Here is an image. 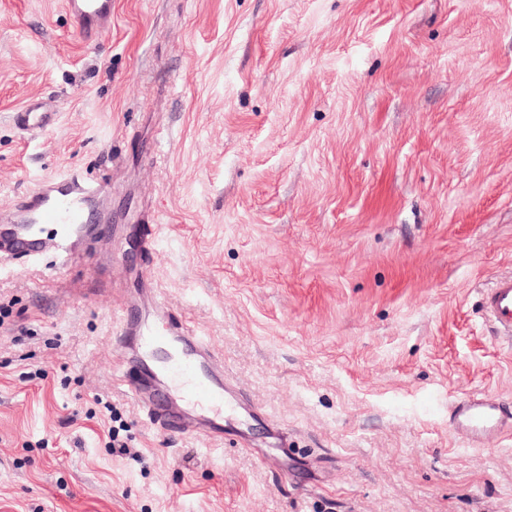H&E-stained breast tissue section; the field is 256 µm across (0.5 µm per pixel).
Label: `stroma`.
Returning <instances> with one entry per match:
<instances>
[{
	"label": "stroma",
	"instance_id": "35a3bbf8",
	"mask_svg": "<svg viewBox=\"0 0 512 512\" xmlns=\"http://www.w3.org/2000/svg\"><path fill=\"white\" fill-rule=\"evenodd\" d=\"M77 167L117 186L101 273L0 260V512H512V434L449 427L512 408V0H113L93 44L0 0V210ZM146 268L245 406L223 445L115 380ZM57 115L43 104L31 103L25 110L14 112L12 120L18 130L35 136L49 130L55 124ZM496 326L506 332L508 340L512 338V277L499 279L484 302ZM449 419L454 431L463 432L477 444H482L486 438L500 434L506 426L509 431L512 430L510 412L479 396L458 400L452 408ZM508 420H511V423Z\"/></svg>",
	"mask_w": 512,
	"mask_h": 512
}]
</instances>
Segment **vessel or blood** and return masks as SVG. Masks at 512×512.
Wrapping results in <instances>:
<instances>
[{
  "instance_id": "vessel-or-blood-1",
  "label": "vessel or blood",
  "mask_w": 512,
  "mask_h": 512,
  "mask_svg": "<svg viewBox=\"0 0 512 512\" xmlns=\"http://www.w3.org/2000/svg\"><path fill=\"white\" fill-rule=\"evenodd\" d=\"M73 30L85 41L100 40L112 28V0H65ZM18 130L35 136L55 123L56 115L43 104H30L14 113ZM112 221V183L94 179L79 169L42 181L38 187L0 212V258L30 260L51 252L70 264L83 261L87 241L103 238ZM143 286L155 298L157 326H147L128 299L115 309L113 346L137 347L143 352L146 379L127 372L117 375L143 407L152 426L182 436L197 437L218 446L224 441V413L230 402L224 386V363L205 336L176 319L159 301L150 272ZM496 326L512 335V277L499 279L484 302ZM512 423V413L479 396L458 400L450 414L453 430L474 443L500 434Z\"/></svg>"
}]
</instances>
